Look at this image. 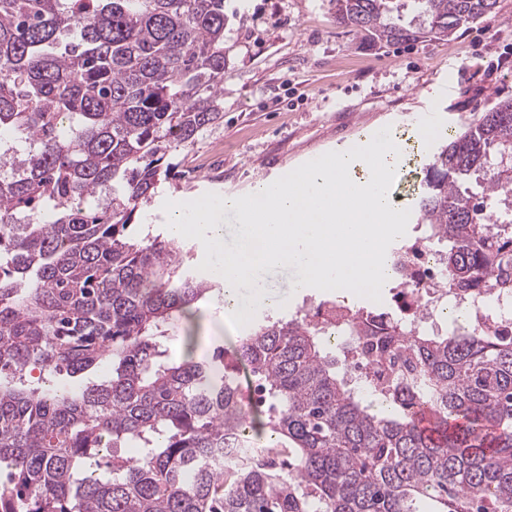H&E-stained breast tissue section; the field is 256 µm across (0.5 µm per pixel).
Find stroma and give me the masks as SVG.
<instances>
[{
  "label": "stroma",
  "mask_w": 512,
  "mask_h": 512,
  "mask_svg": "<svg viewBox=\"0 0 512 512\" xmlns=\"http://www.w3.org/2000/svg\"><path fill=\"white\" fill-rule=\"evenodd\" d=\"M225 29L224 116L188 150L170 156L177 179L141 203L135 237L167 229L162 209L206 193L243 196L325 153L344 152L391 127L403 156L398 208L416 210V121L434 113L457 130L494 102L512 98V0L460 29L449 41L369 46L336 21V0H233ZM197 355L234 344L249 327L232 328L217 301L198 303Z\"/></svg>",
  "instance_id": "1"
}]
</instances>
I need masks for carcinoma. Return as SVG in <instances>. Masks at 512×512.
Here are the masks:
<instances>
[{
    "instance_id": "carcinoma-1",
    "label": "carcinoma",
    "mask_w": 512,
    "mask_h": 512,
    "mask_svg": "<svg viewBox=\"0 0 512 512\" xmlns=\"http://www.w3.org/2000/svg\"><path fill=\"white\" fill-rule=\"evenodd\" d=\"M495 4L336 0V21L374 45L449 41ZM225 22L224 0H0V135L24 147L0 165V512H512L511 332L355 309L386 363L366 393L307 310L169 359L167 328L220 282L129 228L164 160L221 118ZM490 171L479 200L466 183ZM422 172L443 286L512 292V224H490L512 193V99L443 134ZM232 433L277 454L227 465L213 449Z\"/></svg>"
}]
</instances>
